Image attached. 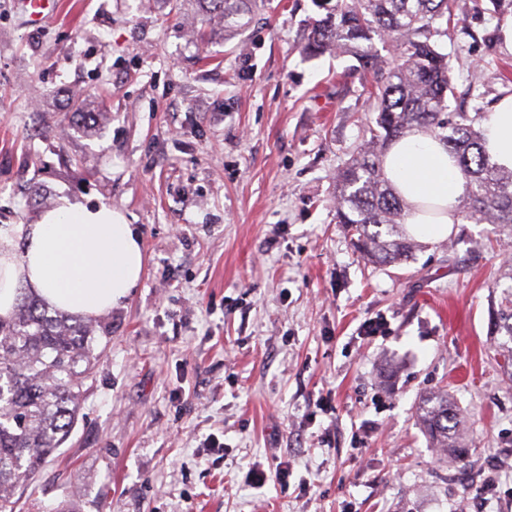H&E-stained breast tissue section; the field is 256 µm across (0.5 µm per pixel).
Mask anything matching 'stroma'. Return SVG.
Segmentation results:
<instances>
[{"label":"stroma","mask_w":512,"mask_h":512,"mask_svg":"<svg viewBox=\"0 0 512 512\" xmlns=\"http://www.w3.org/2000/svg\"><path fill=\"white\" fill-rule=\"evenodd\" d=\"M315 12L269 0L228 32L199 0H56L35 26L0 0V225L103 203L145 254L14 512H512V368L490 334L512 237L466 222L398 265L360 255L335 175L370 80L303 55ZM511 14L466 0L438 43L466 107L512 94V54L484 39ZM438 390L466 460L419 424Z\"/></svg>","instance_id":"1"}]
</instances>
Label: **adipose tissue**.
I'll use <instances>...</instances> for the list:
<instances>
[{
  "label": "adipose tissue",
  "instance_id": "obj_1",
  "mask_svg": "<svg viewBox=\"0 0 512 512\" xmlns=\"http://www.w3.org/2000/svg\"><path fill=\"white\" fill-rule=\"evenodd\" d=\"M481 127L491 161L512 170V94L492 105ZM383 167L407 208V233L429 245L447 239L467 192L447 144L412 130L389 146ZM143 268L142 241L121 211L62 199L36 223L0 227V318L12 317L26 288L51 308L97 320L138 287Z\"/></svg>",
  "mask_w": 512,
  "mask_h": 512
}]
</instances>
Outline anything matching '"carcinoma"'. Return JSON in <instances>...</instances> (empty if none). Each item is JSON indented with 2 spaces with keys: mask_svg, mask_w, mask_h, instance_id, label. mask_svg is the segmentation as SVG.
<instances>
[{
  "mask_svg": "<svg viewBox=\"0 0 512 512\" xmlns=\"http://www.w3.org/2000/svg\"><path fill=\"white\" fill-rule=\"evenodd\" d=\"M258 0H201L207 15L224 22ZM303 52L309 57L347 53L377 77L376 118L351 160L336 173V223L344 226L370 261L388 265L409 257L403 234L406 207L385 178L383 157L392 142L420 128L448 144L469 191L458 204L462 219L512 232V171L491 162L483 147L484 112L450 111L455 86L439 38L464 19L461 0H313ZM395 46L381 58L375 40ZM511 281L497 310L499 330L512 343ZM95 325L77 314L51 310L20 293L13 316L0 318V512H14L20 483L38 474L48 456L69 438L82 398V380L96 353ZM420 423L435 445L460 460L469 448L458 441L460 419L448 394L429 392L419 403Z\"/></svg>",
  "mask_w": 512,
  "mask_h": 512,
  "instance_id": "1",
  "label": "carcinoma"
}]
</instances>
